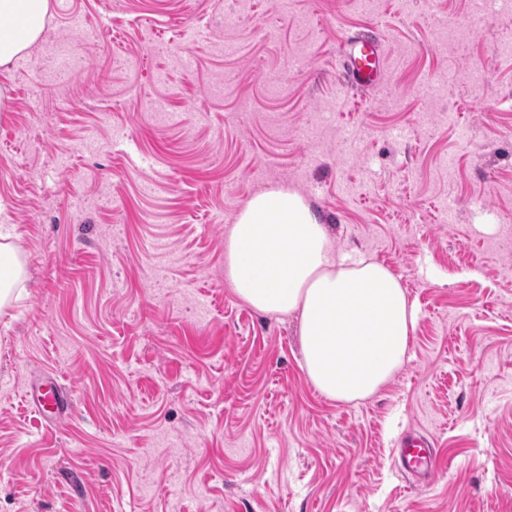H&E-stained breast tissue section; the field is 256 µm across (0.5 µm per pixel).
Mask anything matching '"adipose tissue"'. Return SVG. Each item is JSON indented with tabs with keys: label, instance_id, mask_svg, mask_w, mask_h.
Listing matches in <instances>:
<instances>
[{
	"label": "adipose tissue",
	"instance_id": "1",
	"mask_svg": "<svg viewBox=\"0 0 512 512\" xmlns=\"http://www.w3.org/2000/svg\"><path fill=\"white\" fill-rule=\"evenodd\" d=\"M49 0H0V67L27 54ZM224 270L237 296L267 315H294L309 383L350 403L377 393L403 367L417 312L383 265L348 263L295 191L270 188L236 215Z\"/></svg>",
	"mask_w": 512,
	"mask_h": 512
}]
</instances>
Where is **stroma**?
<instances>
[{
	"label": "stroma",
	"mask_w": 512,
	"mask_h": 512,
	"mask_svg": "<svg viewBox=\"0 0 512 512\" xmlns=\"http://www.w3.org/2000/svg\"><path fill=\"white\" fill-rule=\"evenodd\" d=\"M365 29L388 69L357 96L337 51ZM509 42L512 15L470 0H49L0 67V225L25 267L0 309V512H512ZM271 187L418 310L359 403L321 397L295 318L225 277ZM46 372L74 401L52 425L22 399ZM409 428L431 485L394 467Z\"/></svg>",
	"instance_id": "35a3bbf8"
}]
</instances>
